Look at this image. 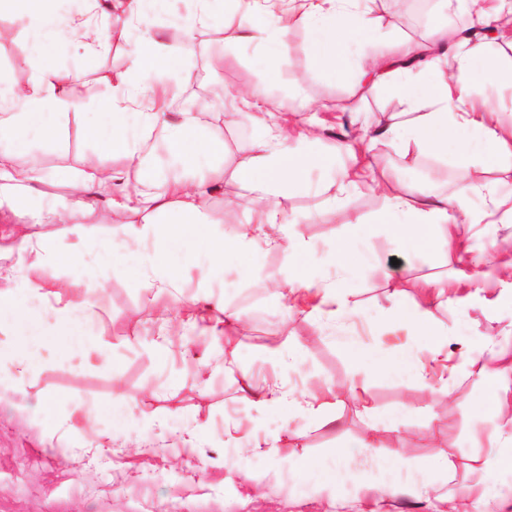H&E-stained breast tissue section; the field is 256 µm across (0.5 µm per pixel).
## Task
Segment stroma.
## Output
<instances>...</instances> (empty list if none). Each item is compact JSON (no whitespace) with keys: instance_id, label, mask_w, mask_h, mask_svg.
I'll use <instances>...</instances> for the list:
<instances>
[{"instance_id":"1","label":"stroma","mask_w":512,"mask_h":512,"mask_svg":"<svg viewBox=\"0 0 512 512\" xmlns=\"http://www.w3.org/2000/svg\"><path fill=\"white\" fill-rule=\"evenodd\" d=\"M194 10L193 0H176L174 12L154 13L146 23H131L123 37L110 39L95 57H88L84 45L74 42L59 52L58 65L78 74L75 93L85 111L94 113L99 101L110 95L117 76L129 70L130 44L143 31L172 43L188 33L193 50L178 59L174 76L182 88H191L203 77L221 83L229 95L252 87L265 99L290 97L302 102V120L321 130V140L311 150L323 162L289 187L283 201L285 215L314 245L308 269L328 278L335 275L329 249L350 222L358 218L376 223V230L357 242L366 261L349 283L354 301L367 315L324 322L303 314L288 316L287 298L256 284L261 277L288 281V255L277 249H262L247 258L227 254L223 269L200 281L197 267L203 258L195 244L187 242L172 256L182 271L172 291L174 300H199L217 315L226 306L240 310L250 332L230 336L225 344L214 343L205 332H192L176 337L168 359H160L148 348L156 325L131 318L147 298L146 292L132 285L138 265L117 263L104 282L97 275L94 257L102 241L120 237V225H101L94 239L62 233L45 209L54 201L68 204L65 185L50 180L32 191L16 188L10 201L0 204V266L12 262L7 250L15 235L27 234L35 240L55 237L60 251L82 259V285L104 321L82 353L45 350L24 378L0 375V512H449V498L458 495L464 483L472 487L469 512H512V471H493L488 495L470 474L473 458L487 455L489 438H499L505 447L512 445V427L498 429L489 416L475 419L483 386L477 367L468 362L483 350L479 337L488 332L497 346L512 349V294L462 287L448 305L437 309L436 327L448 339L449 361H432L428 368L438 373L444 365H453L447 394L431 392L416 379H394L363 369L347 358L338 343L348 331L370 348L413 347L406 328L385 323L388 310L399 302L422 299L424 276L453 281L472 275L478 266L511 264L512 223L461 229L458 249L409 252L389 227L380 225L386 202L369 185L351 190L336 205H322L318 190L349 164L345 145L358 127L377 129L406 109L391 91L361 94L358 75L369 47L350 46L343 67L330 78L308 58V30L295 28L271 66L254 45L225 39V30L236 24L230 0H214V21L205 26H190ZM429 13L420 21L411 14L390 16L385 0L376 6L386 35L425 45L435 40L430 18L444 15L442 0H433ZM1 28L10 29L12 35L0 41V68L32 77L35 63L23 19L15 14L0 17ZM215 52L227 57L224 71L218 73L209 69ZM350 101L359 102V116L344 111ZM247 124L243 116L228 120L223 113H214L212 125L223 131L226 143L224 157L214 162L216 168L231 170L247 153L251 140L240 135ZM94 151L78 120L68 117L61 120L52 139L33 138L24 148L0 142V166L20 167L34 155L51 171L80 168ZM362 158L370 163L372 177L393 174L441 197L461 193L472 177L470 171L436 162L425 152L404 159L385 139L374 140ZM463 336L469 339L464 347L458 343ZM102 352L111 356V365L100 363ZM288 352L299 354L297 367L277 362V355ZM251 380L305 394L328 386L342 389L354 382L364 389L374 414L365 416L359 402L342 395L332 409L333 426L297 414L285 431L282 409L271 406L259 411L244 401ZM117 388L137 405V412L129 415L113 405ZM50 398L55 406L48 418L43 405ZM80 406L96 412L98 428L111 434V445L99 451L86 449L76 412ZM434 416L444 430L432 437L426 425ZM394 422L408 440L405 459L431 465V486L421 496L380 494L388 481L383 448L363 457L361 481H345L336 490L308 479L291 465L300 457H326L340 444L358 445L374 433L385 435ZM199 423L207 424L206 437L173 447L174 439ZM263 440L276 446V454L252 453L253 443ZM446 460L452 462L454 475L444 473Z\"/></svg>"}]
</instances>
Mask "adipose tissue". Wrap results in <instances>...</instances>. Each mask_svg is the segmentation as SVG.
<instances>
[{
    "label": "adipose tissue",
    "mask_w": 512,
    "mask_h": 512,
    "mask_svg": "<svg viewBox=\"0 0 512 512\" xmlns=\"http://www.w3.org/2000/svg\"><path fill=\"white\" fill-rule=\"evenodd\" d=\"M61 0H0V14L22 12L29 17L31 51L36 74L28 81L0 70V141L26 144L33 134L53 136V118H64L81 107L69 86L73 74L57 64L59 51L75 38L87 40L88 49L111 36V28H100L93 18H78L60 8ZM238 39L277 56L290 28L309 30L307 51L318 69L335 72L343 51L360 40L373 42L377 50L367 60L368 89L383 87L400 96L414 112L413 118L380 127L377 137L392 140L404 157L428 152L440 160L454 159L473 174L489 166L512 162V127L502 126L494 110L474 98L475 79L507 84L512 82V57L490 55L491 42L512 48V0H456L458 10L476 20V27L457 29L449 44L430 49L407 41L380 37L375 0H235ZM190 42L173 46L146 36L131 47L132 68L119 77L112 93L100 104V117L85 127L95 144L97 161L78 172L61 171L71 183L72 199L66 223L67 233L86 238L95 225L119 224L120 243L102 248L96 257L101 273H109L124 255L137 256L146 268L135 287L152 291L154 299L166 297L179 273L167 264L171 248L194 240L206 255L200 266L202 276L223 268L228 251L249 254L258 249L284 248L290 261L308 255L310 246L296 227L285 237L269 235L274 226H286L279 196L285 184L299 181L318 164L317 156L292 146V137L312 140L315 129L295 131L281 122L285 105L271 104L267 111L252 114L257 135L250 151L238 160L231 178L251 195L250 201L235 197L230 206L248 210L246 222L230 225L228 234L216 237L208 230L202 210L207 196L219 188L221 171H206L209 160L224 153L220 130L209 128L203 111H181L170 115L169 106L182 95V88L170 76L176 59L189 53ZM163 130L178 175L153 185L151 191L131 196L120 187L108 165L112 157L145 169L143 146L155 130ZM474 190L485 193L484 207H471L465 197H438L410 184L388 188L384 223L396 230L406 249L443 250L457 243L461 224L512 223V204L501 198L494 185L473 182ZM108 197L107 208L96 206L98 197ZM147 213L137 224L130 212ZM374 230L373 224L355 221L337 240L333 252L336 279L314 281L309 274L296 273L288 282V294L296 300L319 298L310 308L313 316L329 313L342 318L354 316L342 283L360 261L355 248L359 235ZM15 262L10 273L0 275V317L6 316L26 326L35 345H42L45 331L40 324L51 317L57 335L63 336V350L83 349L85 338L97 318L89 295L80 293L83 272L76 256L60 253L53 238L41 239L37 246L20 240L14 247ZM422 301L396 305L392 323L410 330L416 338L415 350L369 351L354 335H345L348 355L366 363L375 373L388 377L414 375L428 378L429 372L417 353L429 350L433 358L446 352L447 340L436 329L433 307L445 294L436 281L425 283ZM504 351L487 347L480 367L484 390L478 415L501 410L508 392L504 384L512 367L503 363ZM247 402L256 409L280 405L289 410L325 415L327 403L297 398L287 391L250 389ZM295 467L304 475L329 486L359 476L358 465L349 446L331 449L328 461L298 459Z\"/></svg>",
    "instance_id": "1"
}]
</instances>
